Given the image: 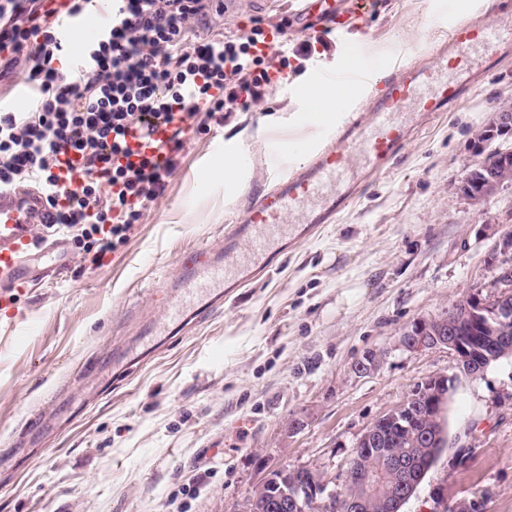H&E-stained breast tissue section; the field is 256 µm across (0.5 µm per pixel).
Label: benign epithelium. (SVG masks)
<instances>
[{"mask_svg": "<svg viewBox=\"0 0 512 512\" xmlns=\"http://www.w3.org/2000/svg\"><path fill=\"white\" fill-rule=\"evenodd\" d=\"M512 136V105L504 103L489 121L476 128L470 140L472 152L476 155L495 156L499 158L498 168L486 175L481 192L473 193L466 183H461L456 190L473 201H482L491 197L506 183L512 184V151L500 150L492 144L503 138ZM492 264L497 269L496 281L504 287L501 293L483 298L474 295L468 299L464 310L458 312L448 308L428 319L417 321L416 326L404 332L398 341V347L407 351H423L433 348H446L457 361V368L471 377L483 374L491 357L480 355L472 338L458 333L460 321L468 320L483 331L496 332L497 324L502 322L501 316L512 313V240L504 235L498 237ZM386 353L369 351L355 364L360 375L375 372L383 361ZM452 386V378L440 375L431 376L419 382V387L401 404L389 410L373 422L358 437L351 453L349 466L344 473L341 489L329 487V481L322 474L308 466L281 465L272 468L256 488L250 502L261 509L278 508L282 512H313L337 500L344 505L346 512H362L375 503V499L383 497L391 500L397 507L410 499L417 490V484L403 478L399 470L389 464L385 468L376 467L366 458L370 446L377 445L390 438L386 425H400L402 415L412 403L421 404L420 417L430 422L437 421L448 401ZM302 475L306 484L307 496L299 501L295 498L287 501L281 496L266 497L268 489L279 485L285 477ZM432 512H484V499L481 496L453 499L447 497L444 489L434 494Z\"/></svg>", "mask_w": 512, "mask_h": 512, "instance_id": "benign-epithelium-1", "label": "benign epithelium"}]
</instances>
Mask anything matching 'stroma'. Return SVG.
<instances>
[{
  "mask_svg": "<svg viewBox=\"0 0 512 512\" xmlns=\"http://www.w3.org/2000/svg\"><path fill=\"white\" fill-rule=\"evenodd\" d=\"M493 2L374 0L354 17L352 35L409 63L444 38L448 17L475 18ZM282 18L293 51L287 84L191 137L163 196L102 266L81 262L68 244L60 279L0 310V452L25 446L33 412L68 414V400L94 387L88 369L100 353L137 343L143 323L166 307L164 276L194 251L223 249L225 230L266 188L268 142L306 140L320 126L297 92L343 62L341 40L267 4L209 12L197 31L225 35ZM317 36L324 47L306 61L296 56ZM477 56L462 99L419 125L334 222L293 241L270 270L97 389L64 430L0 475V512H246L269 467L342 478L361 433L432 375L454 379L448 449L403 512H429L440 488L481 493L485 512H512V356L472 378L447 349L397 346L414 322L493 293L491 249L512 230V186L479 203L456 191L479 161L471 130L512 99V48L494 44ZM221 142L250 157L231 183L217 174ZM372 350L387 356L374 373L357 374L356 360ZM297 418L304 428L290 431ZM462 447L470 454L460 464Z\"/></svg>",
  "mask_w": 512,
  "mask_h": 512,
  "instance_id": "obj_1",
  "label": "stroma"
}]
</instances>
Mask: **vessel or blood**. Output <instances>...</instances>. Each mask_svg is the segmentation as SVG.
<instances>
[{"label":"vessel or blood","mask_w":512,"mask_h":512,"mask_svg":"<svg viewBox=\"0 0 512 512\" xmlns=\"http://www.w3.org/2000/svg\"><path fill=\"white\" fill-rule=\"evenodd\" d=\"M299 12L315 17L318 24L336 36L346 37L348 15L336 0H299ZM447 47L438 48L433 63L393 66L388 76H379L366 57V42L348 39L346 62L336 71L314 77L300 90L302 99L337 102L338 92L347 84L360 85L368 94L365 113L345 128L322 131L303 152L309 162L296 167L285 150L272 152L267 169L272 176L268 192L249 208L241 223L224 233L223 253H206L198 264L179 275L176 294L167 307L165 322L143 324L142 336L168 337L184 325L189 313L203 314L224 301V285L230 279L245 280L251 267L270 268L277 243L293 234L286 215L302 211L308 226L329 223L355 197L360 177H369L394 161L405 147L411 122L407 106L427 116L446 111L465 91L462 83L446 78L449 55H463L480 44L512 43V26L455 20L448 26ZM168 127L155 128L149 138L133 134V148L145 150L159 161H166ZM49 207L38 187L16 186L0 189V290L23 291L56 273L53 265L32 263L31 253H60L65 243L58 238L37 240L39 228L52 221ZM142 359L141 353L127 347L106 351L93 370L111 377L113 370H131Z\"/></svg>","instance_id":"1"}]
</instances>
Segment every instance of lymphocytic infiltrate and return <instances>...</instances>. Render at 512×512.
Returning a JSON list of instances; mask_svg holds the SVG:
<instances>
[{
    "label": "lymphocytic infiltrate",
    "mask_w": 512,
    "mask_h": 512,
    "mask_svg": "<svg viewBox=\"0 0 512 512\" xmlns=\"http://www.w3.org/2000/svg\"><path fill=\"white\" fill-rule=\"evenodd\" d=\"M63 2L62 21L49 0H0V80L23 75L33 100L27 112L0 106V189L39 184L52 230L98 266L164 194L192 134L284 81V29L203 38L194 28L210 0H112L111 20L65 74L57 63L87 0ZM160 124L172 128L166 163L131 161L130 134ZM73 158L83 162L75 183L61 175Z\"/></svg>",
    "instance_id": "lymphocytic-infiltrate-1"
}]
</instances>
